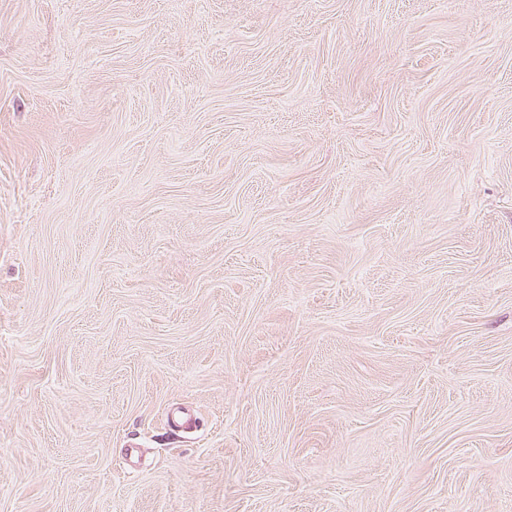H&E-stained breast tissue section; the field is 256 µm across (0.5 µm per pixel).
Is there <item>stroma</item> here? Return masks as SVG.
Masks as SVG:
<instances>
[{
	"label": "stroma",
	"mask_w": 512,
	"mask_h": 512,
	"mask_svg": "<svg viewBox=\"0 0 512 512\" xmlns=\"http://www.w3.org/2000/svg\"><path fill=\"white\" fill-rule=\"evenodd\" d=\"M0 512H512V0H0Z\"/></svg>",
	"instance_id": "1"
}]
</instances>
